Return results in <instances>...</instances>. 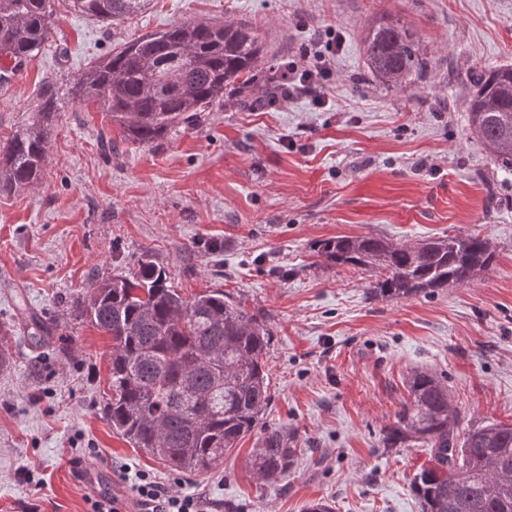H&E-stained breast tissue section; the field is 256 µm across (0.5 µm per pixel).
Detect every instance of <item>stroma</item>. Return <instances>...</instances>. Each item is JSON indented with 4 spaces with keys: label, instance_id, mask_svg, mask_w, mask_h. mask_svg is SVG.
Masks as SVG:
<instances>
[{
    "label": "stroma",
    "instance_id": "stroma-1",
    "mask_svg": "<svg viewBox=\"0 0 512 512\" xmlns=\"http://www.w3.org/2000/svg\"><path fill=\"white\" fill-rule=\"evenodd\" d=\"M52 5L50 42L0 85V139L28 124L44 87L59 107L41 180L0 192V328L13 356L0 372V512H91L82 474L102 465L127 510L145 472L204 512H301L318 499L334 512H420L412 481L429 448L383 443L412 371L445 377L460 431L512 423V172L468 112L471 76L512 65V0H148L112 25L71 0ZM193 19L251 23L266 65L335 32L324 107L217 105L194 128L105 155L108 120L71 98V82L124 42ZM387 20L427 52L404 90L363 80L365 37ZM367 234L479 235L496 264L467 286L371 298L370 273L316 253L320 240ZM146 259L181 296L219 290L266 320L263 420L297 448L285 476L254 478L248 436L180 482L105 419L111 341L67 309L91 278ZM66 346L75 360L61 366Z\"/></svg>",
    "mask_w": 512,
    "mask_h": 512
}]
</instances>
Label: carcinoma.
Here are the masks:
<instances>
[{"label": "carcinoma", "mask_w": 512, "mask_h": 512, "mask_svg": "<svg viewBox=\"0 0 512 512\" xmlns=\"http://www.w3.org/2000/svg\"><path fill=\"white\" fill-rule=\"evenodd\" d=\"M146 0H73L75 10L108 24ZM53 29L52 0H0V84L18 74ZM262 35L250 23L186 21L142 35L94 63L71 88L121 129L124 141L150 146L217 103L264 107L279 94L273 68L260 69ZM372 79L403 89L425 67L420 41L400 22L379 23L366 38ZM45 91L28 125L0 139V190L29 187L41 176L57 117ZM469 122L500 167L512 171V66L476 74ZM317 253L336 266L375 274L368 290L401 299L465 285L487 271L495 250L481 236L416 245L383 236L323 240ZM71 315L111 338L108 398L102 412L134 448L185 476L207 473L247 435H258L252 471L285 475L296 449L288 428L262 422L271 400L264 370L271 332L263 319L222 291L182 297L166 270L143 261L136 274L96 280L76 294ZM385 443L414 442L430 461L413 480L421 512H512V424L489 423L456 433L448 385L428 371L406 382Z\"/></svg>", "instance_id": "carcinoma-1"}]
</instances>
